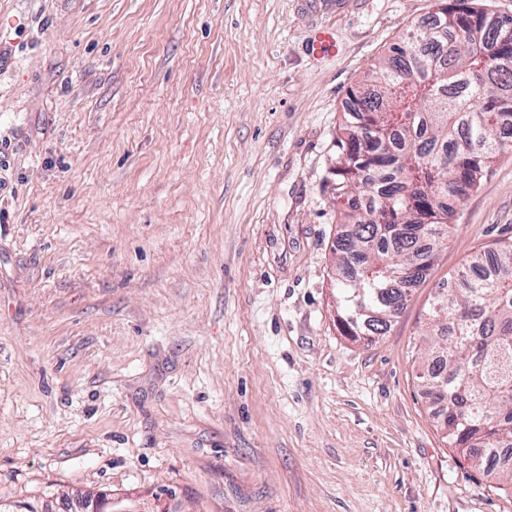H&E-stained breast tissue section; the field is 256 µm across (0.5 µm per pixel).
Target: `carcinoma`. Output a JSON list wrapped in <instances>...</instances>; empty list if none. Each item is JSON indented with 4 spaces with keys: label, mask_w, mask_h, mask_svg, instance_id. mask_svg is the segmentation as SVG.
<instances>
[{
    "label": "carcinoma",
    "mask_w": 512,
    "mask_h": 512,
    "mask_svg": "<svg viewBox=\"0 0 512 512\" xmlns=\"http://www.w3.org/2000/svg\"><path fill=\"white\" fill-rule=\"evenodd\" d=\"M351 99L336 142L332 282L340 329L371 340L425 282L480 174L512 150V17L441 0ZM493 255L494 272L480 253L437 287L425 382L449 446L512 486V464L483 454L512 448V240Z\"/></svg>",
    "instance_id": "1"
}]
</instances>
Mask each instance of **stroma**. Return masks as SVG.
<instances>
[{
  "instance_id": "1",
  "label": "stroma",
  "mask_w": 512,
  "mask_h": 512,
  "mask_svg": "<svg viewBox=\"0 0 512 512\" xmlns=\"http://www.w3.org/2000/svg\"><path fill=\"white\" fill-rule=\"evenodd\" d=\"M437 6L0 0V505L512 512L419 383L436 287L512 239V150L384 336L336 323L350 92ZM312 54L322 59L336 53V39L329 29L318 30L310 43Z\"/></svg>"
}]
</instances>
